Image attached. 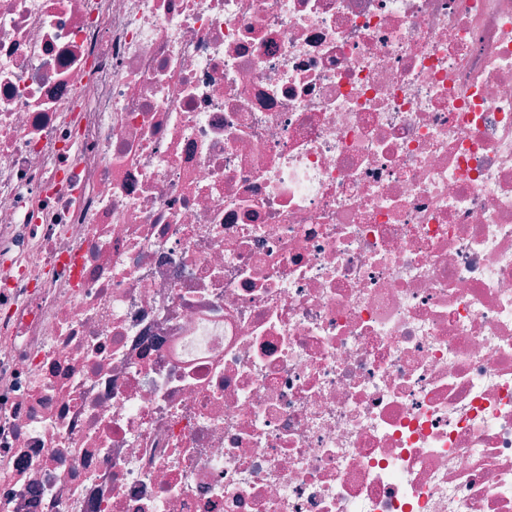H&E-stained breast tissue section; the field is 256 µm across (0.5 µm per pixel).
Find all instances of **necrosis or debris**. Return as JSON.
I'll return each instance as SVG.
<instances>
[{
    "instance_id": "1",
    "label": "necrosis or debris",
    "mask_w": 512,
    "mask_h": 512,
    "mask_svg": "<svg viewBox=\"0 0 512 512\" xmlns=\"http://www.w3.org/2000/svg\"><path fill=\"white\" fill-rule=\"evenodd\" d=\"M0 512H512V0H0Z\"/></svg>"
}]
</instances>
